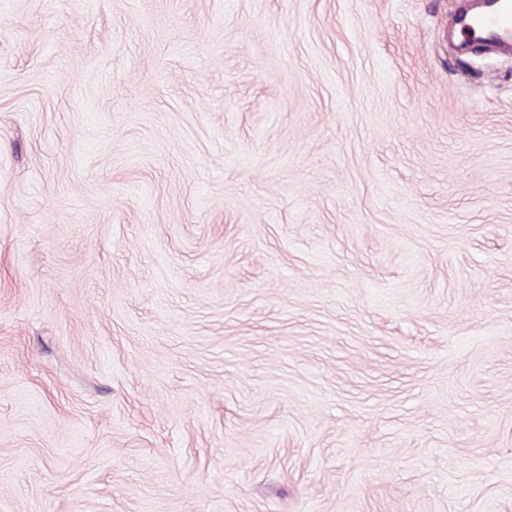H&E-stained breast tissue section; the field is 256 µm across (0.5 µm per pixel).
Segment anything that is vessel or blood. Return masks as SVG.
<instances>
[{
  "label": "vessel or blood",
  "instance_id": "obj_1",
  "mask_svg": "<svg viewBox=\"0 0 512 512\" xmlns=\"http://www.w3.org/2000/svg\"><path fill=\"white\" fill-rule=\"evenodd\" d=\"M475 14H462L456 20L460 37L471 44H489L497 50L512 51V0H482Z\"/></svg>",
  "mask_w": 512,
  "mask_h": 512
}]
</instances>
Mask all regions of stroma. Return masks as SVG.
Masks as SVG:
<instances>
[{
	"mask_svg": "<svg viewBox=\"0 0 512 512\" xmlns=\"http://www.w3.org/2000/svg\"><path fill=\"white\" fill-rule=\"evenodd\" d=\"M459 5L0 0V512H512Z\"/></svg>",
	"mask_w": 512,
	"mask_h": 512,
	"instance_id": "1",
	"label": "stroma"
}]
</instances>
